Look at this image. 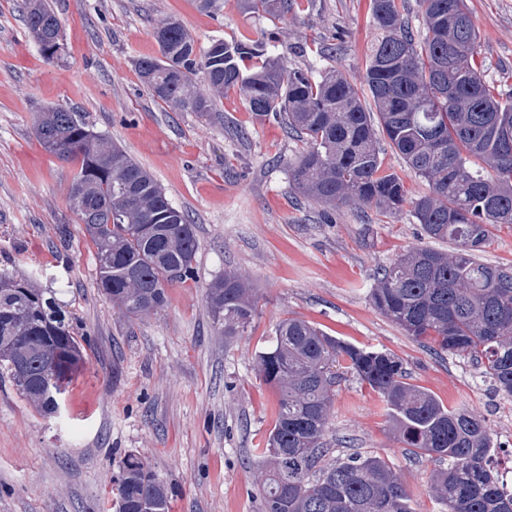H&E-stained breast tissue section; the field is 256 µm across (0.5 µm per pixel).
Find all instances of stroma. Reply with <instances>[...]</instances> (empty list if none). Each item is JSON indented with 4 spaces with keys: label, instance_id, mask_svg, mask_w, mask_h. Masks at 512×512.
Listing matches in <instances>:
<instances>
[{
    "label": "stroma",
    "instance_id": "35a3bbf8",
    "mask_svg": "<svg viewBox=\"0 0 512 512\" xmlns=\"http://www.w3.org/2000/svg\"><path fill=\"white\" fill-rule=\"evenodd\" d=\"M371 0H295L288 14H247L223 0H52L61 59L43 60L21 12L0 0V271L53 292L90 344L47 415L0 377V512H116L115 479L135 456L166 486L171 512H262L254 467L275 420L277 396L256 356L280 320L304 319L329 335L401 359L409 383L446 407L483 419L497 448L512 446V397L493 392L467 358L417 342L370 301L378 269L410 248L448 250L411 208L383 213L342 205L326 213L302 197L288 161L303 144L276 119H258L236 91L205 120L155 101L136 62L157 55L155 23L176 17L199 46L256 40L287 51L292 68L334 70L362 85L375 36ZM481 35L476 60L512 97V0H468ZM85 114L151 172L194 224L191 280L164 307L128 321L97 286L96 247L68 202L72 164L44 150L34 121L45 108ZM232 271L258 309L226 337L208 308L210 284ZM330 458H383L413 512H444L430 491L446 461L416 457L392 431L381 399L352 374L336 387Z\"/></svg>",
    "mask_w": 512,
    "mask_h": 512
}]
</instances>
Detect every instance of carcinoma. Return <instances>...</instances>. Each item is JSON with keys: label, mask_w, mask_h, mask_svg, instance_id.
<instances>
[{"label": "carcinoma", "mask_w": 512, "mask_h": 512, "mask_svg": "<svg viewBox=\"0 0 512 512\" xmlns=\"http://www.w3.org/2000/svg\"><path fill=\"white\" fill-rule=\"evenodd\" d=\"M420 40L408 31L407 0H372L377 36L369 47L364 87L336 73L289 69L284 53L245 41L214 39L206 48L175 17L159 20V56L137 61L152 97L209 118L218 99L236 90L259 118L276 117L300 138L288 162L295 190L334 210L354 204L397 211L407 201L401 178L383 168V134L429 192L411 202L431 239L450 252L415 247L378 274L371 302L408 335L433 349L469 357L496 392L512 395V266H490L480 252L499 224H512V98L496 96L476 62L479 33L467 0H419ZM250 14L284 15L292 0H242ZM23 18L47 61L50 38H62L49 0H23ZM42 147L75 165L70 206L96 246L98 287L129 320L156 313L166 288L193 276L198 250L184 211L112 137L85 115L48 108L35 118ZM224 336H239L256 312L254 289L226 272L208 290ZM28 352L25 374L7 351ZM82 345L56 299L0 272V370L45 412L81 360ZM278 396L275 421L257 456L263 512H413L394 469L353 453L327 462L332 397L352 373L384 402L406 447L448 460L431 490L447 512H512V495L489 465L492 441L482 419L444 406L407 382L403 362L329 336L289 317L256 359ZM117 512H170L165 486L138 458L121 462Z\"/></svg>", "instance_id": "carcinoma-1"}]
</instances>
